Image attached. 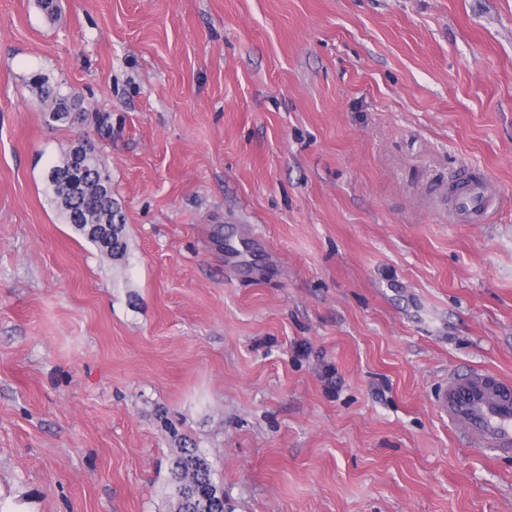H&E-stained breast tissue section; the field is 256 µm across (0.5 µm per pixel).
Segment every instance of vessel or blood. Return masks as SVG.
Listing matches in <instances>:
<instances>
[{"label": "vessel or blood", "instance_id": "obj_1", "mask_svg": "<svg viewBox=\"0 0 512 512\" xmlns=\"http://www.w3.org/2000/svg\"><path fill=\"white\" fill-rule=\"evenodd\" d=\"M492 202L482 180L467 182L452 198L454 209L475 224L485 223ZM436 406L471 446L494 457L512 455V383L481 371L452 375L440 388Z\"/></svg>", "mask_w": 512, "mask_h": 512}]
</instances>
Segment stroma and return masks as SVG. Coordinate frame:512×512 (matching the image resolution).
<instances>
[{"label": "stroma", "instance_id": "35a3bbf8", "mask_svg": "<svg viewBox=\"0 0 512 512\" xmlns=\"http://www.w3.org/2000/svg\"><path fill=\"white\" fill-rule=\"evenodd\" d=\"M81 138L118 261L46 186ZM475 369L512 380V0H0V512H171L183 446L224 512H512L436 411ZM37 98L46 106L45 118L58 125L72 127L77 123L78 116L82 123L84 111L79 96L74 93H63L57 83L47 76H37L30 85ZM495 196L488 193L484 180H471L465 184L463 192L452 195L453 208L466 214L474 224H485L488 211Z\"/></svg>", "mask_w": 512, "mask_h": 512}]
</instances>
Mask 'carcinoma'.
<instances>
[{
  "instance_id": "carcinoma-1",
  "label": "carcinoma",
  "mask_w": 512,
  "mask_h": 512,
  "mask_svg": "<svg viewBox=\"0 0 512 512\" xmlns=\"http://www.w3.org/2000/svg\"><path fill=\"white\" fill-rule=\"evenodd\" d=\"M31 89L46 106L48 121L72 127L74 117L84 118L79 96L62 92L49 77H35ZM50 169L53 177L46 182L65 223L74 225L103 255L124 258V218L112 198L111 175L92 147L73 142ZM168 490L174 512H224L220 485L198 448L178 449L170 465Z\"/></svg>"
}]
</instances>
